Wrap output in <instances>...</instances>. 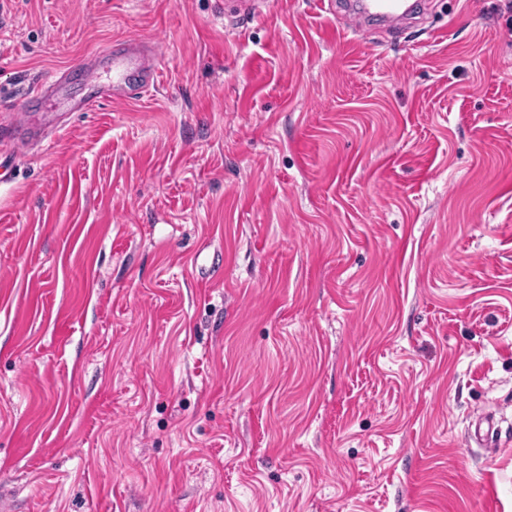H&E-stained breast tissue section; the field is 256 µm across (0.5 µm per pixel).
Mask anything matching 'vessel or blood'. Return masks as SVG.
<instances>
[{
  "label": "vessel or blood",
  "instance_id": "b4317fda",
  "mask_svg": "<svg viewBox=\"0 0 512 512\" xmlns=\"http://www.w3.org/2000/svg\"><path fill=\"white\" fill-rule=\"evenodd\" d=\"M353 3L346 21L353 33L362 36L368 33V19L381 18L397 25L405 20L409 12L406 0H353ZM107 61L112 66L113 79L111 84L99 90L100 99L132 103L143 98L158 82V48L153 43L134 40L113 44ZM71 74L72 70L68 67L56 70L44 81L33 85L30 93L34 96H51L69 80ZM48 137V132L40 127L19 128L8 153H0V165L10 162L21 150L44 142Z\"/></svg>",
  "mask_w": 512,
  "mask_h": 512
}]
</instances>
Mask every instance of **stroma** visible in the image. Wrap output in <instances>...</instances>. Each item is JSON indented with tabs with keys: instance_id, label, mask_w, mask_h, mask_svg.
<instances>
[{
	"instance_id": "35a3bbf8",
	"label": "stroma",
	"mask_w": 512,
	"mask_h": 512,
	"mask_svg": "<svg viewBox=\"0 0 512 512\" xmlns=\"http://www.w3.org/2000/svg\"><path fill=\"white\" fill-rule=\"evenodd\" d=\"M222 2L0 0V119L160 55L0 169V512H512V0ZM354 7L344 18L349 29L356 35H367V20L370 18H381L399 25L406 19L409 6L405 0H353ZM106 59L112 65V84L103 86L95 99L78 103L72 112H87L100 99L136 102L158 82V48L154 43L137 40L115 43ZM72 74L71 67H65L51 73L44 81H40L32 86L27 96L48 97L56 92V90L66 83Z\"/></svg>"
}]
</instances>
